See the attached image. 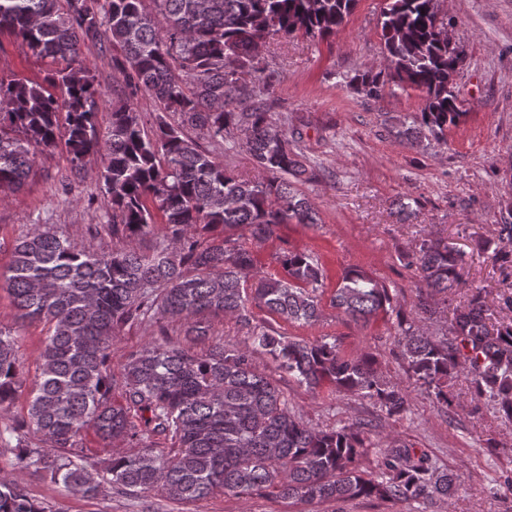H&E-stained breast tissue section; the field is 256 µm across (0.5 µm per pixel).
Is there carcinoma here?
I'll list each match as a JSON object with an SVG mask.
<instances>
[{"instance_id": "1", "label": "carcinoma", "mask_w": 512, "mask_h": 512, "mask_svg": "<svg viewBox=\"0 0 512 512\" xmlns=\"http://www.w3.org/2000/svg\"><path fill=\"white\" fill-rule=\"evenodd\" d=\"M358 0H0V32L14 34L51 62L43 82L0 77V193L20 189L37 152L62 142L75 173L104 154V192L112 223L92 231L115 240L145 238L157 224L163 238L147 250L89 251L74 236L33 224L10 244L0 282L21 320L48 325L27 413L12 415L26 385L16 340L0 327V448L14 449L12 474L0 479V512H53L22 486L27 471H47L84 498L108 484L130 494L196 502L220 492L264 491L301 503L359 498L424 503L451 497L455 475L424 451L393 439L375 470L361 468L372 423L314 428L276 384L257 372L263 350L311 391L330 383L374 401L389 417L408 410L407 390L379 373L372 355H345L339 343L291 340L252 325V306L289 323L321 319L325 273L306 250L273 255L281 272L259 276L241 238L246 228L265 241L281 224H316L298 184L319 176L299 147L273 129L270 103L278 75L258 52L261 43L296 33L326 37L347 21ZM384 68L352 77L369 98L390 85L425 93L415 124L398 130L413 146L441 139L465 115L455 92L464 52H448L437 0H384L380 12ZM109 42L123 76L99 139L101 91L82 57L87 43ZM157 104L152 118L134 100ZM244 136L262 177L238 178L209 146ZM487 243L499 266L512 267V203ZM418 272L421 323L398 316V346L412 384L444 406L448 382L467 370L473 398L493 403L512 422V317L491 320L482 292L456 310L450 336L438 337L439 303L464 286L466 253L431 241L405 254ZM330 306L368 324L388 314L386 285L359 268L346 270ZM230 316L251 328V346L220 341L194 353L166 339L209 334L210 319ZM153 321L159 339L131 352L123 379L110 377L112 344L129 324ZM122 442L105 467L84 453L83 436ZM171 442L155 452L151 439Z\"/></svg>"}]
</instances>
